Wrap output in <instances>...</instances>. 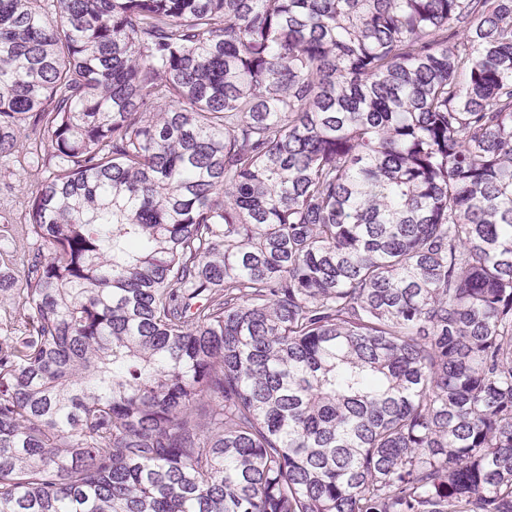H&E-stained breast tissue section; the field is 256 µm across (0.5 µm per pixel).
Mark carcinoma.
<instances>
[{"label":"carcinoma","mask_w":512,"mask_h":512,"mask_svg":"<svg viewBox=\"0 0 512 512\" xmlns=\"http://www.w3.org/2000/svg\"><path fill=\"white\" fill-rule=\"evenodd\" d=\"M28 118L0 512H512V0H0Z\"/></svg>","instance_id":"cac0c4a2"}]
</instances>
